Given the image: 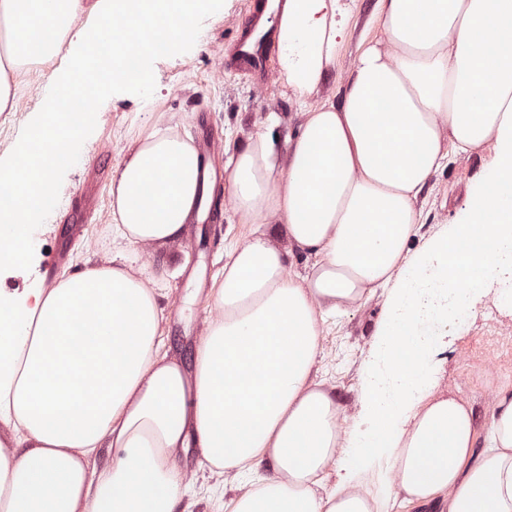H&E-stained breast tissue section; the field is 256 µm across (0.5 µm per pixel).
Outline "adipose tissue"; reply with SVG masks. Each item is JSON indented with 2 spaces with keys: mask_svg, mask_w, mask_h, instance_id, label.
<instances>
[{
  "mask_svg": "<svg viewBox=\"0 0 512 512\" xmlns=\"http://www.w3.org/2000/svg\"><path fill=\"white\" fill-rule=\"evenodd\" d=\"M224 0H0V112L8 73L38 72L61 46L40 110L0 171V274L39 259L59 174L81 163L109 90H149L159 55L197 44ZM346 0H284L279 79L297 132L262 126L228 152L238 223L192 367L165 348L146 265L86 264L56 287L0 290V512H175L195 480L179 460L236 490L230 512H378L388 498L441 512H512V391L486 430L439 390L445 339L478 303L512 307V0H377L341 103L320 90L348 36ZM494 142L465 209L418 252L420 196L454 155ZM210 162L177 125L142 127L112 172V233L179 239L210 184ZM284 243H276L275 233ZM304 253L296 273L287 255ZM381 310L350 417L318 380L329 318ZM107 463H99L101 454ZM270 475H263V468ZM334 468L325 489L320 476ZM385 468L377 495L360 473Z\"/></svg>",
  "mask_w": 512,
  "mask_h": 512,
  "instance_id": "ef3b65f1",
  "label": "adipose tissue"
}]
</instances>
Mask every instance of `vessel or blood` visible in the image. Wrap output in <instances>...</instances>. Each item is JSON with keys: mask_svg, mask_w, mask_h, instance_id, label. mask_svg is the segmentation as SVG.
Here are the masks:
<instances>
[{"mask_svg": "<svg viewBox=\"0 0 512 512\" xmlns=\"http://www.w3.org/2000/svg\"><path fill=\"white\" fill-rule=\"evenodd\" d=\"M247 18L222 70L265 84L272 76L269 48L276 33L277 9L271 0H247Z\"/></svg>", "mask_w": 512, "mask_h": 512, "instance_id": "obj_1", "label": "vessel or blood"}]
</instances>
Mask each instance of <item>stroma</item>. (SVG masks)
<instances>
[{
    "instance_id": "obj_1",
    "label": "stroma",
    "mask_w": 512,
    "mask_h": 512,
    "mask_svg": "<svg viewBox=\"0 0 512 512\" xmlns=\"http://www.w3.org/2000/svg\"><path fill=\"white\" fill-rule=\"evenodd\" d=\"M246 0H224L221 18L206 23L200 46L190 54L157 57L151 68L152 102L144 104L134 94L111 96L100 108L98 133L82 145L83 163L63 171L51 211L43 228V259L38 266L0 277V289H22L45 270L55 275L78 272L85 257L107 262L130 253L131 245L112 238L109 180L96 178L94 166L104 149H111V165L123 159V149L137 128L159 116L174 117L194 140L210 136L219 141L241 142L245 132L256 130L267 113L284 118L280 137L293 133L298 106L291 91L278 80L256 87L248 78L230 73L216 75L215 65L223 59L245 21ZM375 0H353L349 35L341 47L334 70L324 82L320 96L341 101L343 78L364 36L374 35ZM42 81L34 75L18 78L14 111L0 112V163L7 162L28 127L31 113L40 109ZM494 157L492 145L454 158L433 175L424 189L425 223L422 235L437 225L453 223L464 206L472 183ZM214 199L221 210L217 224H188L183 238L152 252L149 271L154 280L168 288L161 298V326L172 354L192 363L199 337L206 327L208 295L213 280L224 264V251L246 233L216 189ZM85 207L82 223L69 225L65 216L71 207ZM186 267L172 276V261ZM379 308L367 304L330 322L320 338L322 359L318 376L336 389L347 414L360 409V367L368 354ZM439 384L444 393L473 403L480 426H487L491 399L501 388L512 389V309L485 301L476 308L469 327L449 337Z\"/></svg>"
}]
</instances>
